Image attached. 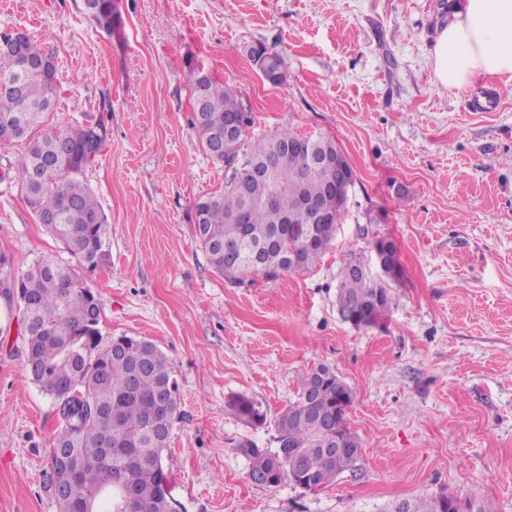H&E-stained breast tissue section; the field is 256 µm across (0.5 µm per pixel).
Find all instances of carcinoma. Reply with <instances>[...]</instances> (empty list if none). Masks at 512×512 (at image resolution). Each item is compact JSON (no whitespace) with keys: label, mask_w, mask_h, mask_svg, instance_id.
<instances>
[{"label":"carcinoma","mask_w":512,"mask_h":512,"mask_svg":"<svg viewBox=\"0 0 512 512\" xmlns=\"http://www.w3.org/2000/svg\"><path fill=\"white\" fill-rule=\"evenodd\" d=\"M92 18L106 32H118L122 15L114 0H84ZM249 57H268L277 64L273 84L282 85L287 73L282 57L261 42L247 50ZM24 55L54 56L43 43L28 37ZM17 80V94L0 93V144L24 140L26 151L8 169L21 183L27 204L38 220L51 219L49 232L62 243L69 259L43 257L17 277L0 281V297L10 310L19 303L36 315V327L24 337V367L28 377L56 406L61 432L52 447L62 454H48L44 478L49 491L69 490L54 496L58 512H121L119 488L134 485L140 512H172L171 501L161 492L163 452L180 414L177 381L167 356L145 338L103 340L99 303L88 305L92 291L78 271H94L110 259L108 216L96 194L83 180L85 168L101 149V136L89 127L43 131L46 116L55 108L58 76L51 78L21 69L20 59L0 51V81ZM243 122L234 155L224 160L215 152L213 135L224 131L228 117ZM252 124L243 95L211 78L205 87L204 106L193 113L198 144L210 159L224 166V192L198 199L193 211H204V222L195 225L196 238L213 269L224 279L242 284L253 276L277 280L315 265L331 248L354 187L353 168L323 165L312 168L306 156L287 143L300 137L283 128L268 137L249 140ZM274 159L265 180H242L247 165ZM336 195L328 206V222L316 225V237L307 241L309 225L303 217L294 224L280 223V210H272L263 197L280 192L281 210L294 209L297 195L323 199L330 187ZM247 208V223L231 224L229 218ZM235 241L272 243L266 265L225 258L224 244ZM296 250L295 266L279 261L283 251ZM404 278L397 246L387 237L372 240L370 257H352L339 269L336 309L341 320L360 330L375 327L394 304L393 286ZM354 401L353 390L328 366L301 375L296 398L276 421L277 447L284 461L271 481L277 487L296 475H308L322 487L354 468L361 444L347 422ZM230 407L244 421L261 425L266 415L251 399L238 396ZM338 432L348 447L341 455L328 452L330 433ZM123 449L119 456L102 455L103 441ZM249 473L265 475L271 452L243 448ZM456 498L439 494L405 501L404 512H450Z\"/></svg>","instance_id":"carcinoma-1"}]
</instances>
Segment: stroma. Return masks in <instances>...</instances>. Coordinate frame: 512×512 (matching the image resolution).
I'll use <instances>...</instances> for the list:
<instances>
[{
    "mask_svg": "<svg viewBox=\"0 0 512 512\" xmlns=\"http://www.w3.org/2000/svg\"><path fill=\"white\" fill-rule=\"evenodd\" d=\"M439 4L119 0L117 39L84 0H0V34L26 30L56 54L47 127L102 137L84 178L109 216L111 259L82 277L103 338L149 339L173 368L174 512H384L440 493L512 512V82L435 83ZM258 42L283 57L285 84L247 56ZM194 66L248 99V137L321 133L348 157L357 181L311 268L248 286L210 266L192 209L223 192L224 170L190 126ZM21 152L0 145V243L16 274L64 255L6 175ZM378 236L395 241L403 283L383 324L357 330L337 313V274ZM22 343L0 302V512H58L43 471L60 425ZM321 364L355 393V469L317 494L254 484L243 446L275 448L276 418ZM238 395L265 424L238 417ZM230 407L244 421L251 424H264L266 415L261 408L251 399L238 396L230 400Z\"/></svg>",
    "mask_w": 512,
    "mask_h": 512,
    "instance_id": "1",
    "label": "stroma"
}]
</instances>
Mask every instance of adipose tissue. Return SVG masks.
<instances>
[{"mask_svg": "<svg viewBox=\"0 0 512 512\" xmlns=\"http://www.w3.org/2000/svg\"><path fill=\"white\" fill-rule=\"evenodd\" d=\"M432 59L434 78L447 89L488 77L512 80V0H454Z\"/></svg>", "mask_w": 512, "mask_h": 512, "instance_id": "adipose-tissue-1", "label": "adipose tissue"}]
</instances>
